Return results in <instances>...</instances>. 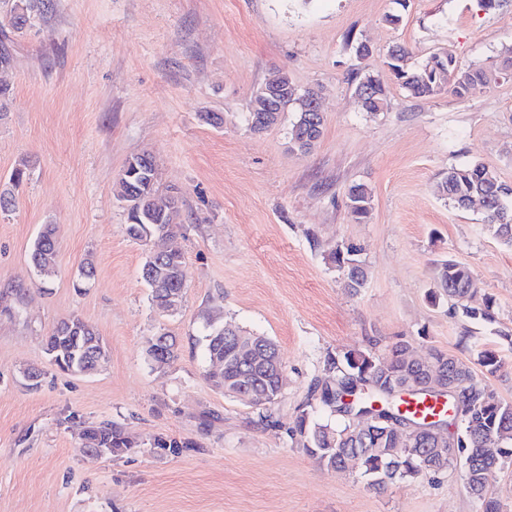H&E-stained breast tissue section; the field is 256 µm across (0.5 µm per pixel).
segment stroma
Wrapping results in <instances>:
<instances>
[{
    "label": "stroma",
    "instance_id": "stroma-1",
    "mask_svg": "<svg viewBox=\"0 0 512 512\" xmlns=\"http://www.w3.org/2000/svg\"><path fill=\"white\" fill-rule=\"evenodd\" d=\"M355 40L371 45L368 60ZM396 43L413 69L439 54L461 69L498 63L512 52V0L492 11L477 0H51L35 31L0 34V192L16 198L0 212V512H478L457 469L378 493L289 433L327 358L370 336L472 364L490 347L512 369V247L479 207L435 192L449 168L475 161L512 184V70L463 99L415 98L385 64ZM360 68L387 86L385 111L363 110ZM280 69L321 94L311 151L290 144L293 113L249 128L254 91ZM144 151L159 190L182 200L186 288L172 314L141 278L166 244L130 239L117 197L127 159ZM356 183L372 191L362 221L347 206ZM46 224L57 229L47 280L28 261ZM347 245L368 267L355 295L328 258ZM448 258L474 273L475 305L491 297L493 323L429 302L434 264ZM73 315L107 343L96 373L62 372L45 350ZM210 319L276 343L288 384L272 423L206 378ZM160 332L180 344L161 368L146 352ZM33 366L36 386L22 375ZM103 423L140 448L90 455L81 431ZM158 436L187 446L156 448Z\"/></svg>",
    "mask_w": 512,
    "mask_h": 512
}]
</instances>
